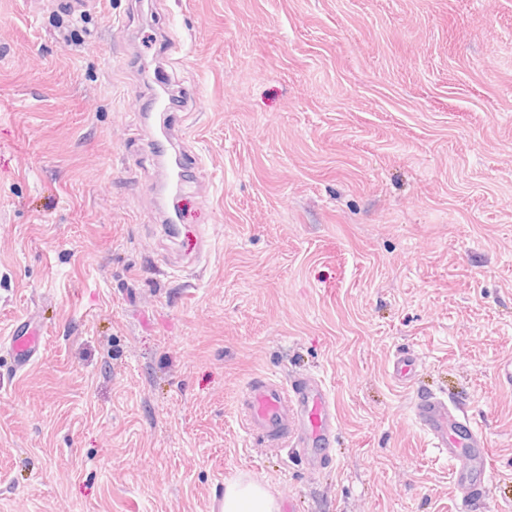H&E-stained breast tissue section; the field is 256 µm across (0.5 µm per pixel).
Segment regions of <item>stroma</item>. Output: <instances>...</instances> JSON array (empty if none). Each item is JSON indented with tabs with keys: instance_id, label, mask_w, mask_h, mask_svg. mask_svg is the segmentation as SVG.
<instances>
[{
	"instance_id": "obj_1",
	"label": "stroma",
	"mask_w": 512,
	"mask_h": 512,
	"mask_svg": "<svg viewBox=\"0 0 512 512\" xmlns=\"http://www.w3.org/2000/svg\"><path fill=\"white\" fill-rule=\"evenodd\" d=\"M165 88L199 160L166 206ZM31 311L0 512H212L243 475L293 512H457L421 390L491 443L476 512H512V0H0V337ZM257 374L323 380L333 467L246 432ZM418 358L410 351L398 353L392 363V378L399 385H407L416 377Z\"/></svg>"
}]
</instances>
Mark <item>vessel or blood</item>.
Listing matches in <instances>:
<instances>
[{
	"instance_id": "1",
	"label": "vessel or blood",
	"mask_w": 512,
	"mask_h": 512,
	"mask_svg": "<svg viewBox=\"0 0 512 512\" xmlns=\"http://www.w3.org/2000/svg\"><path fill=\"white\" fill-rule=\"evenodd\" d=\"M42 339L34 314L15 322L5 339L15 370H26L35 361ZM417 372L418 359L412 352L395 356L391 375L396 383L407 385ZM412 408L434 447L451 463L461 492V508L468 512L472 502L489 494L485 476L490 450L486 437L471 427L465 414L438 395H418ZM240 414L247 431L262 438L268 447L292 448L314 472L326 465L335 410L322 381L298 377L284 383L264 375L253 376L241 394Z\"/></svg>"
}]
</instances>
